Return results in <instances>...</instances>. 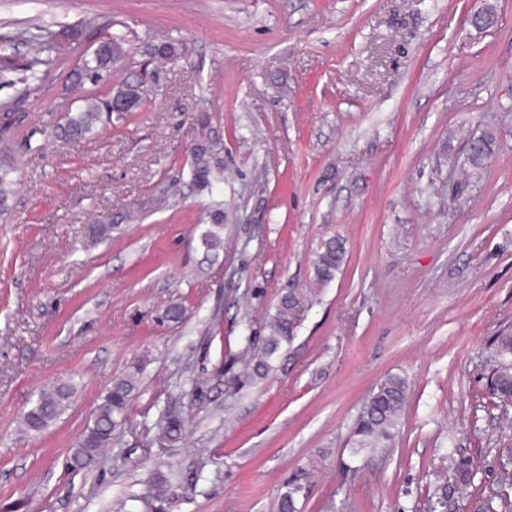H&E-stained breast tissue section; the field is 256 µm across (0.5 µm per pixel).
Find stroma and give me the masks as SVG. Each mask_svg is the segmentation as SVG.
Returning a JSON list of instances; mask_svg holds the SVG:
<instances>
[{
    "label": "stroma",
    "mask_w": 512,
    "mask_h": 512,
    "mask_svg": "<svg viewBox=\"0 0 512 512\" xmlns=\"http://www.w3.org/2000/svg\"><path fill=\"white\" fill-rule=\"evenodd\" d=\"M494 6L493 27L472 16ZM119 23L130 58L76 84L89 40L34 85L0 75V127L18 160L0 217V512H427L453 475L442 448L473 457L459 501L501 494L512 404L492 393L497 337L512 330V0H0V35L31 56L36 28ZM187 55L145 108L60 135L81 97L137 82L153 34ZM496 136L481 178L468 139ZM201 140L224 148V182L127 215L188 169ZM235 208L224 254L203 263L198 223ZM109 237L91 241L97 216ZM342 241L316 282L323 243ZM306 297L268 376L228 388L244 324L269 335L279 297ZM181 302L183 320L162 315ZM145 370L127 422L97 463L67 459L101 397ZM390 376L408 402L384 454L355 456L351 431ZM60 379L77 391L39 433L21 416ZM203 388L196 398L193 386ZM182 411L181 439L157 421ZM344 255L342 243L336 239H330L323 245V250L318 253L315 261V275L320 284L330 282L340 268Z\"/></svg>",
    "instance_id": "1"
}]
</instances>
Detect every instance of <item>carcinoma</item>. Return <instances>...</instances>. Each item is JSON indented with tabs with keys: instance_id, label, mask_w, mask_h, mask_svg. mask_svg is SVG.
Masks as SVG:
<instances>
[{
	"instance_id": "carcinoma-1",
	"label": "carcinoma",
	"mask_w": 512,
	"mask_h": 512,
	"mask_svg": "<svg viewBox=\"0 0 512 512\" xmlns=\"http://www.w3.org/2000/svg\"><path fill=\"white\" fill-rule=\"evenodd\" d=\"M104 28L109 33L97 38L89 47L76 74L78 81L85 80L96 84L104 80L112 67L127 55L126 34L112 30V25ZM82 28L60 25L56 29L42 27L38 33L30 35L29 42L35 55L23 64L13 58L9 52L10 40L0 38V71H13L21 68L28 72L26 82L38 80L37 67L50 66L65 53L63 44L73 46L80 42ZM151 56L157 67L183 57L186 45L170 36H155L150 44ZM146 101L143 82L123 83L111 90L104 98L90 96L83 100L76 111H68L65 123L61 126L62 135L72 141H81L93 134L103 115L112 112V103L119 105L118 111L131 114L141 110ZM493 134L487 133L468 143L463 166L473 172L482 170L493 156ZM224 149L209 140H201L192 149V161L189 166V185L196 191L213 194L218 185L224 183ZM17 185L16 166L13 160L0 152V215L10 209V201ZM229 219V212L221 203L214 204L207 213V222L199 234V245L203 251V261H214L224 250V226ZM344 255L342 243L330 239L323 245L315 261V275L319 283L330 282L340 268ZM300 300L292 292L285 293L279 300L275 313L274 334L265 340L262 352L253 358V364L228 378V383L244 387L256 377H262L270 371L268 357L276 352L281 341H289L294 336L297 321V307ZM499 361L494 371V390L504 403L512 401V335L498 338ZM136 367L117 378L112 387L101 398L91 422L69 456L68 464L72 468H84L98 458L101 449L108 447L114 430L123 425L127 419L130 401L138 391ZM75 386L62 382L43 390L30 408L24 412L22 422L29 432H41L54 423L69 404ZM407 400L405 381L391 376L381 386V390L366 405L364 413L357 419L352 436L353 451L373 453L386 448L392 441L404 413ZM162 434L169 440L182 438L186 422L181 412L168 409L159 420ZM454 480L460 484L473 482L474 476L463 457L450 460ZM304 491L303 484L293 479L288 482L286 491L280 496L279 512H296V500ZM454 489L443 484L437 488L428 500V512H448V501L453 497Z\"/></svg>"
}]
</instances>
